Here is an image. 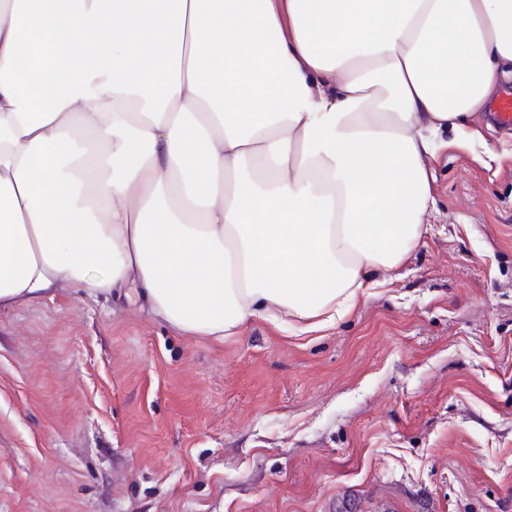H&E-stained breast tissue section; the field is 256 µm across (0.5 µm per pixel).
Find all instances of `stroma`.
Returning <instances> with one entry per match:
<instances>
[{
    "label": "stroma",
    "instance_id": "stroma-1",
    "mask_svg": "<svg viewBox=\"0 0 512 512\" xmlns=\"http://www.w3.org/2000/svg\"><path fill=\"white\" fill-rule=\"evenodd\" d=\"M326 328L216 345L78 288L0 311V512H512V130Z\"/></svg>",
    "mask_w": 512,
    "mask_h": 512
}]
</instances>
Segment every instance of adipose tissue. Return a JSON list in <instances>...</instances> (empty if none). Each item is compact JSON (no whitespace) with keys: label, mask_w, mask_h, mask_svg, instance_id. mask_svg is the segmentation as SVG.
<instances>
[{"label":"adipose tissue","mask_w":512,"mask_h":512,"mask_svg":"<svg viewBox=\"0 0 512 512\" xmlns=\"http://www.w3.org/2000/svg\"><path fill=\"white\" fill-rule=\"evenodd\" d=\"M505 63L512 0H0V309L332 325L421 244L436 139Z\"/></svg>","instance_id":"adipose-tissue-1"}]
</instances>
